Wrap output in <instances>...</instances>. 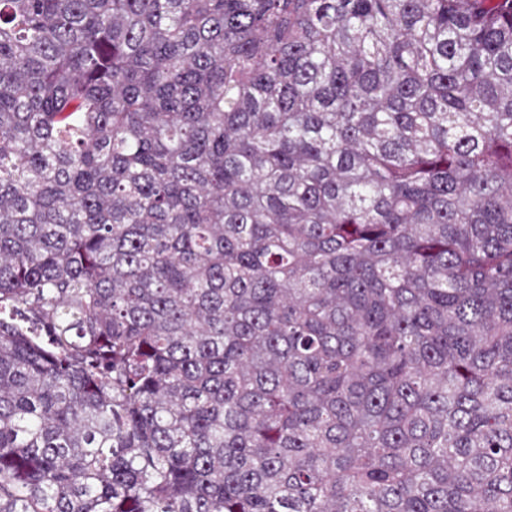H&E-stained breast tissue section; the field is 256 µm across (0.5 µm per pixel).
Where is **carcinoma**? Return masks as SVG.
<instances>
[{"label":"carcinoma","instance_id":"cac0c4a2","mask_svg":"<svg viewBox=\"0 0 512 512\" xmlns=\"http://www.w3.org/2000/svg\"><path fill=\"white\" fill-rule=\"evenodd\" d=\"M0 512H512V0H0Z\"/></svg>","mask_w":512,"mask_h":512}]
</instances>
